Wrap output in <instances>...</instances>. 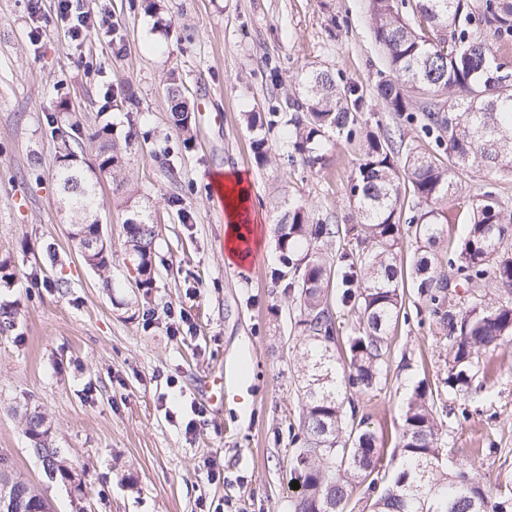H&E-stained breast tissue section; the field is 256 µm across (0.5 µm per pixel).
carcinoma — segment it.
<instances>
[{
	"mask_svg": "<svg viewBox=\"0 0 512 512\" xmlns=\"http://www.w3.org/2000/svg\"><path fill=\"white\" fill-rule=\"evenodd\" d=\"M371 30L383 49L393 77L376 86L385 109L399 120L382 134L367 129L364 94L358 86L328 69L306 76L302 92L289 102L290 112L272 107L266 115L246 113L253 132L251 149L257 165L270 161L269 136L288 128L289 160L313 168L325 165L322 142L330 133L361 142L357 167L348 176L354 215L342 224H315L311 206L293 201L274 222L281 268L274 277L291 275L288 290L298 310L303 367L300 446L291 465L301 491L291 500V512H346L357 485L377 492L372 512H512V491L487 485L467 460L443 469L439 457L448 449L436 422L441 393L421 381L414 388L402 417L396 455L398 467L378 479L383 453L377 433L356 408L345 409L353 391L368 394L383 379L390 351L389 332L399 318L405 278L425 298L439 333L448 341V369L442 385L450 393L472 390L481 355L512 336V209L495 188L488 187L471 202L467 236L454 247L442 270L434 247L442 223L452 216L437 205L454 196L459 176L468 169L512 174V83L497 74V59L512 48V0H416L418 25L404 15V0H369ZM427 27L436 38L423 36ZM494 30L499 46L473 37L481 28ZM172 122L188 132L192 127L184 85L174 73L167 77ZM419 128L430 149L406 138L405 127ZM93 139L100 142L98 170L71 165L78 156L69 140H61L58 181L66 204L69 236L92 270L109 265L107 247L89 250L97 236L100 176L123 183L120 148L106 127ZM410 193L418 211L408 228L416 249L410 272L404 271L402 195ZM126 250L137 262L138 287L153 286V254L158 233L141 211L125 221ZM338 243L336 263L322 248ZM491 280L503 289L494 302L474 292L465 306L448 304V291L480 287ZM336 287L343 309L357 315L347 337L346 358L335 356L339 333L337 314L329 302ZM25 434L36 448L49 447L50 423L37 406L24 409ZM48 472L72 469L62 454L42 459ZM17 489L22 507L33 512L45 502L34 486L13 475L10 460L0 456V491Z\"/></svg>",
	"mask_w": 512,
	"mask_h": 512,
	"instance_id": "1",
	"label": "carcinoma"
}]
</instances>
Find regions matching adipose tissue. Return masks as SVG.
<instances>
[{"instance_id": "ef3b65f1", "label": "adipose tissue", "mask_w": 512, "mask_h": 512, "mask_svg": "<svg viewBox=\"0 0 512 512\" xmlns=\"http://www.w3.org/2000/svg\"><path fill=\"white\" fill-rule=\"evenodd\" d=\"M213 187L224 207V260L247 265L265 245V229L251 206V184L242 173L228 172L216 176Z\"/></svg>"}]
</instances>
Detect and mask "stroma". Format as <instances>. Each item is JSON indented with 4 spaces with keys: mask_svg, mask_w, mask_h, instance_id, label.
Segmentation results:
<instances>
[{
    "mask_svg": "<svg viewBox=\"0 0 512 512\" xmlns=\"http://www.w3.org/2000/svg\"><path fill=\"white\" fill-rule=\"evenodd\" d=\"M56 0L29 14L24 0H0V257L14 279L0 288L11 310L0 328V454L36 485L52 512H290V459L302 407L298 315L274 240L246 271L224 262V215L212 174L232 168L252 184L264 224L282 199L312 204L323 223L353 210L347 178L358 142L329 138L326 164L312 171L288 159L271 136V160L257 166L247 112L286 106L306 71L341 73L364 91L374 131L396 126L374 89L389 69L376 44L367 0H94L113 27L73 41ZM179 72L195 108L190 135L175 128L166 77ZM278 72L272 84L270 72ZM132 85L137 108L105 99ZM110 128L123 150L127 183L101 177L99 217L111 247L105 272L88 268L69 237L56 179L61 134L93 164L92 134ZM512 203V175L471 171L444 202L439 252L468 230L470 201L487 184ZM144 210L158 226L151 316L129 302L124 222ZM190 323L169 327L179 313ZM382 390L353 394L392 456L408 399L418 384L439 386L446 341L427 304L406 289L390 333ZM483 358L486 394L443 395L438 426L451 454L487 482L512 488V337ZM224 379L222 405L203 380ZM40 406L53 443L77 470L81 491L49 478L30 451L25 404ZM218 469L223 480L210 479Z\"/></svg>",
    "mask_w": 512,
    "mask_h": 512,
    "instance_id": "1",
    "label": "stroma"
}]
</instances>
